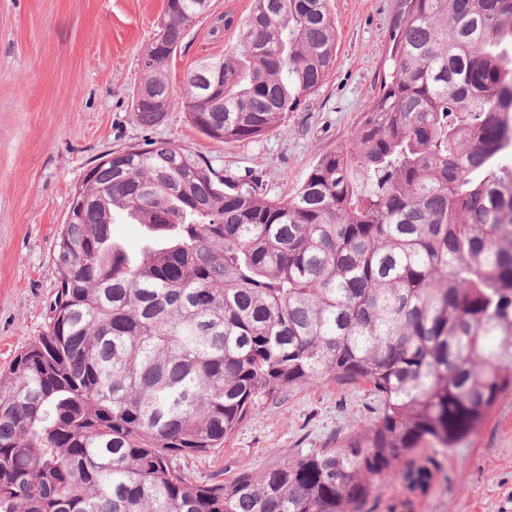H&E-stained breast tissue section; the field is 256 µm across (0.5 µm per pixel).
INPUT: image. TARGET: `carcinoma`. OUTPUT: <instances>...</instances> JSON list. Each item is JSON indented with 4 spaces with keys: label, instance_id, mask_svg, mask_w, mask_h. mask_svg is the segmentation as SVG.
<instances>
[{
    "label": "carcinoma",
    "instance_id": "obj_1",
    "mask_svg": "<svg viewBox=\"0 0 512 512\" xmlns=\"http://www.w3.org/2000/svg\"><path fill=\"white\" fill-rule=\"evenodd\" d=\"M209 0H165L133 99L208 138H262L336 62L328 0H252L224 55L175 89ZM392 72L350 143L284 200L165 140L96 160L52 261L48 323L0 374V512H369L424 492L512 391V0H398ZM145 225L135 252L112 240ZM365 382L374 425L275 468L196 481L256 403ZM146 234V229L141 224L125 217H117L112 224V237L127 251L135 252L140 247Z\"/></svg>",
    "mask_w": 512,
    "mask_h": 512
}]
</instances>
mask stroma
<instances>
[{"instance_id": "obj_1", "label": "stroma", "mask_w": 512, "mask_h": 512, "mask_svg": "<svg viewBox=\"0 0 512 512\" xmlns=\"http://www.w3.org/2000/svg\"><path fill=\"white\" fill-rule=\"evenodd\" d=\"M165 0H0V372L41 334L56 289L52 253L72 194L94 161L162 139L232 179L259 178L288 198L321 155L348 144L390 71L397 0H330L339 33L323 87L260 140L226 145L201 134L182 104L143 129L133 112L145 78L141 57ZM251 0H211L167 73L181 87L188 66L223 55ZM364 383L305 385L258 401L221 453L181 459L203 481L278 466L312 448H335L374 422ZM425 493L383 483L370 512H512V394L480 431L447 454Z\"/></svg>"}]
</instances>
